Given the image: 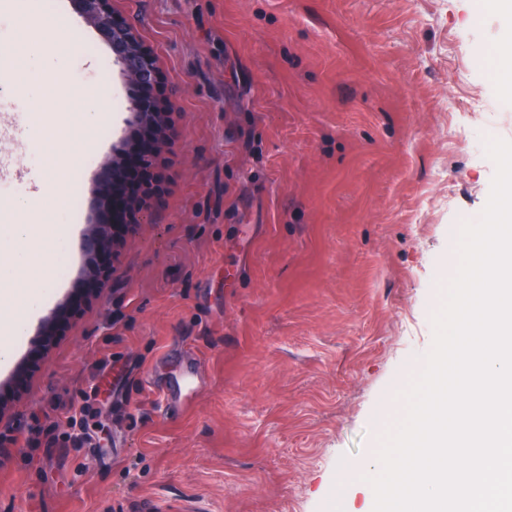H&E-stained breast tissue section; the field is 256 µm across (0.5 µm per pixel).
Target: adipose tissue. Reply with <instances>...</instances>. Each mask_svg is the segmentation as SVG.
Listing matches in <instances>:
<instances>
[{"instance_id":"obj_1","label":"adipose tissue","mask_w":512,"mask_h":512,"mask_svg":"<svg viewBox=\"0 0 512 512\" xmlns=\"http://www.w3.org/2000/svg\"><path fill=\"white\" fill-rule=\"evenodd\" d=\"M0 9L24 18L27 24L41 25L47 32L54 55H61L66 48L68 31L65 22L55 16L34 13L30 0H0ZM95 131L94 115L88 112L75 123L47 132L43 150L48 184H55L59 180L58 157L72 146L92 142ZM16 206L32 213L33 218L25 224L10 225L9 246L0 251V283L31 275L38 279L41 289L20 294L13 307L0 316V335L9 338L22 335L26 321L35 316L42 304L44 290L54 287L51 258L73 233L71 225L62 223L60 219V202L35 207L21 199ZM36 237L44 239V250L29 249V241Z\"/></svg>"}]
</instances>
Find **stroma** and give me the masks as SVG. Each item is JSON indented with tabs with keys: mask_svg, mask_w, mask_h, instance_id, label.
I'll return each mask as SVG.
<instances>
[{
	"mask_svg": "<svg viewBox=\"0 0 512 512\" xmlns=\"http://www.w3.org/2000/svg\"><path fill=\"white\" fill-rule=\"evenodd\" d=\"M51 2L71 41L52 58L34 27L30 50L106 120L58 185L80 172L69 273L6 342L0 512H333L336 469L376 456L486 206L495 164L473 137L512 141L502 21L481 0H115L173 131L163 193L97 279L82 242L141 92L77 0ZM78 118L0 53V226L26 219L42 133Z\"/></svg>",
	"mask_w": 512,
	"mask_h": 512,
	"instance_id": "1",
	"label": "stroma"
}]
</instances>
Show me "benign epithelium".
<instances>
[{
    "label": "benign epithelium",
    "instance_id": "obj_1",
    "mask_svg": "<svg viewBox=\"0 0 512 512\" xmlns=\"http://www.w3.org/2000/svg\"><path fill=\"white\" fill-rule=\"evenodd\" d=\"M80 5L84 14L105 36L112 49L113 64L122 75L141 89H151L158 79L155 58L141 42L136 30L115 15L112 0H80ZM131 111V121L140 125L146 146L133 162L127 156L126 143L113 146L112 186L106 189L105 197L107 212L115 217L121 216L124 209L121 188L137 171L152 170L156 185H161L162 175L157 168V160L172 130L170 113L160 107L147 110L142 102L135 100ZM122 245L123 236L111 232V224L106 221L93 225L84 238L85 252L93 259L108 251L116 256Z\"/></svg>",
    "mask_w": 512,
    "mask_h": 512
}]
</instances>
